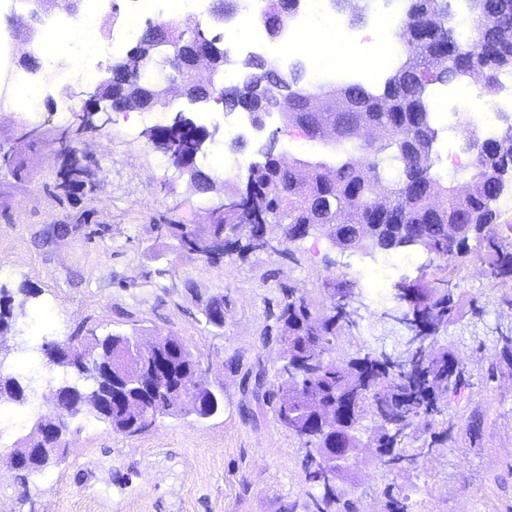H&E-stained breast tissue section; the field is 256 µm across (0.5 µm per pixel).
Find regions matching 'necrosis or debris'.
<instances>
[{
    "label": "necrosis or debris",
    "mask_w": 512,
    "mask_h": 512,
    "mask_svg": "<svg viewBox=\"0 0 512 512\" xmlns=\"http://www.w3.org/2000/svg\"><path fill=\"white\" fill-rule=\"evenodd\" d=\"M80 12L56 15L41 26L42 33L56 34L60 42L55 50L56 58L65 62L64 67L52 68L51 73L61 80L93 81L97 70L89 66L86 57L75 51V41L98 52L121 59L127 47L139 35L137 28L124 25L120 33L107 41L97 37L101 18L112 11V0H83ZM210 0H127L125 11L139 21L173 17L199 18L209 11ZM381 5L368 29L356 31L350 25L327 13L325 0H302L290 22L282 29L277 41H269L267 34L258 27L247 26L242 18H235L224 27V47L246 54L265 52L286 62L292 57L300 35L322 30L336 35L342 55L339 60L326 62L317 55H310L311 75L314 80L329 76L348 75L359 79L378 77L392 67L401 54L396 32L403 23L404 15L388 6ZM20 43L13 30L0 29V112L12 110L27 112L35 105L34 95L42 91L43 82L36 72L23 69L17 64Z\"/></svg>",
    "instance_id": "1"
}]
</instances>
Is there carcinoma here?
<instances>
[{
    "mask_svg": "<svg viewBox=\"0 0 512 512\" xmlns=\"http://www.w3.org/2000/svg\"><path fill=\"white\" fill-rule=\"evenodd\" d=\"M472 26L476 33L472 44L464 43L448 28L451 0H414L401 40L404 52L400 64L386 79L381 92L368 91L359 83L331 86L317 93L303 95L300 87L303 65L299 62L282 71L274 62L252 58L246 62L258 70L256 86L214 85L207 90L191 89L220 101L233 111L264 121L266 114L257 111V84L273 83L282 94L278 113H294L297 125L310 140H332L342 151L336 166L324 163L312 166V173L299 177L303 160L286 166L278 158L275 140L266 146L271 158L263 163H249L244 187L216 181L196 166H180L185 154L199 155L202 145L187 130L193 121L185 116L156 125L145 131L148 141L167 154L173 165L182 167L190 182L205 190L235 198L242 210L222 211L216 223L188 228L182 224L166 225L167 235L181 250L196 253L210 262L224 259V253L246 256L264 239H278L297 245L313 235L336 241L343 249H370L388 252L418 245L429 263L420 275L396 286L391 300L395 306L383 311L392 319H405L409 332L418 337L410 344L403 359L375 349L346 367L328 360L336 342L353 335L358 328L355 312L347 297L353 295L349 280L327 281L329 305L318 312L306 292L290 285L281 286L282 299L276 315L278 341L282 347L281 365L275 381L265 386V373L256 374L255 395L270 406L280 425L298 438L305 448L304 470L315 492L308 494L311 512H354V502L339 488L343 478L329 476V467L321 462L329 449L336 447V432L308 428L311 418L341 412L355 427L372 417L378 423L373 439L380 449L379 463L390 471L408 460L406 439L417 431L420 420L432 424L443 414L444 399L470 382L467 363L446 348L436 345L440 329L458 315L450 261L464 259L468 241L475 237L480 244L477 261L486 266L498 285L512 287V224L498 223V203L505 191L512 189V114L501 116L495 137L480 136L473 124L462 125L458 133L473 161L464 172L466 190L458 192L454 181L444 182L433 171V144L437 130L433 127L430 88L436 84L460 82L477 67L483 69V96L493 101L504 86L499 74L512 72V0H471ZM338 12L348 11L349 23L366 19L367 0L352 7L350 0H331ZM300 0H269L266 29L276 34L286 19L299 7ZM166 34L169 48L176 51L181 26L176 23H152L137 40L133 55L154 57L158 54L157 36ZM199 41L211 50L212 68L224 72L231 63L220 38L199 35ZM143 71L124 61L112 65L111 71L98 80L103 94L112 97L115 109L143 106L139 84ZM359 122L373 123L380 136L359 142L351 127ZM411 130L420 141L416 153L406 150L401 141L404 130ZM86 171L75 164L66 165L59 174L57 189L68 195L85 183ZM250 226L248 241L226 239L231 226ZM437 266L448 276L431 287L427 270ZM206 323L224 327V298L205 304ZM66 344L85 349L112 363L117 373L135 369L115 346L114 335L77 340ZM500 361L512 367V331L497 336ZM46 366L60 368L63 381L91 391L102 388L100 376L93 370L80 372L65 359H54L41 346ZM168 378L166 385L184 384L187 398L169 404L161 395L149 400L137 399L112 405V414L103 415L92 406L88 413L113 430L129 436L150 427L155 417L201 418L219 414L221 398L211 399L207 391H193L187 385L201 370L192 350L178 336H167L159 345ZM18 381L0 372V398L19 403L26 400L13 386Z\"/></svg>",
    "mask_w": 512,
    "mask_h": 512,
    "instance_id": "1",
    "label": "carcinoma"
}]
</instances>
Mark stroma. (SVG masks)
<instances>
[{"mask_svg": "<svg viewBox=\"0 0 512 512\" xmlns=\"http://www.w3.org/2000/svg\"><path fill=\"white\" fill-rule=\"evenodd\" d=\"M81 89L70 83L62 96L49 85L36 111L0 112V149L12 154L11 165H0V294L13 299L4 334L10 355L0 370L27 395L23 404L0 403L10 413L0 420V512H293L310 488L304 450L277 425L247 377L261 367L274 378L280 365V284L308 291L321 303L325 279L356 282L359 328L331 354L342 364L381 346L400 348L398 326L383 324L380 314L396 283L418 276L426 254L405 248L413 262L397 267L376 266L365 254L352 269L347 250L315 236L288 254L257 251L218 265L179 251L166 225L211 223L220 196L192 186L144 138L145 129L183 112L209 134L196 164L212 177L231 152L245 164L261 161L272 136L288 161L333 166L339 154L275 113L263 130L229 142L224 106L191 104L177 82L170 85L167 111L130 124L123 113L111 112L107 124L83 131L65 152L59 136L79 124ZM32 128L37 138L26 139ZM67 163L86 168L89 177L66 197L56 183ZM452 288L463 306L437 340L464 357L472 374L470 387L448 400L454 438L399 473L380 469L373 449H361L348 485L357 512H383L391 495L408 512H512V369L484 379L498 360L490 330L512 327V288L488 276L469 278L463 270ZM220 296L226 306L217 330L201 310ZM110 333L183 339L200 359L201 382L223 390V412L204 421L162 417L134 436L78 415L70 421L61 462L21 487L10 451L53 409L63 377L44 364L39 347ZM476 409L483 419L473 433L468 421Z\"/></svg>", "mask_w": 512, "mask_h": 512, "instance_id": "obj_1", "label": "stroma"}]
</instances>
